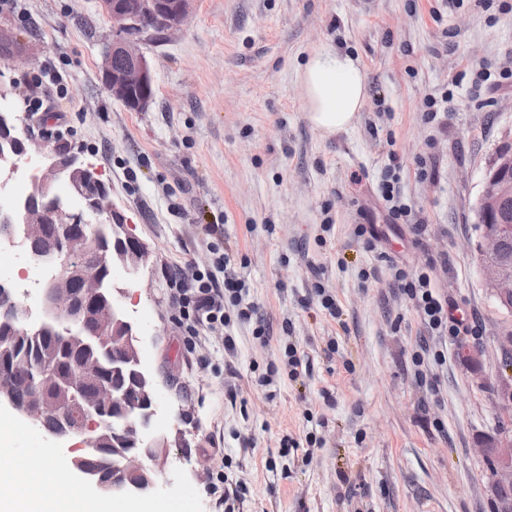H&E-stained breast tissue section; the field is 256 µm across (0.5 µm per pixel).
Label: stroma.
Instances as JSON below:
<instances>
[{
	"instance_id": "1",
	"label": "stroma",
	"mask_w": 512,
	"mask_h": 512,
	"mask_svg": "<svg viewBox=\"0 0 512 512\" xmlns=\"http://www.w3.org/2000/svg\"><path fill=\"white\" fill-rule=\"evenodd\" d=\"M111 39L97 0H13L0 10V108L27 129L36 99L61 115L50 142L100 171L149 251L135 275L111 278L155 379L150 431L169 442L156 497L222 512L228 467L245 490L240 512H497L481 448L512 430L500 412L512 366L499 348L512 313L485 284L475 205L512 141V0H196L181 30L139 45L154 74L141 112L104 87ZM325 44L358 56L368 86L354 125L332 135L310 124L298 79ZM46 68L61 84L34 85ZM482 71L489 80L477 81ZM430 99L445 116L425 119ZM396 165L423 231L386 221L378 185ZM370 219L383 234L372 249L354 234ZM220 251L256 307L235 325L232 354L223 329L183 336L162 274L193 281ZM396 261L433 265L479 335H429L394 285ZM318 284L340 317L322 308ZM287 340L299 376L261 386ZM423 343L446 361L422 384L412 357ZM0 432V488L94 512L100 495L70 468V444L36 426L2 421ZM286 435L297 447H282ZM51 446L63 465L44 487Z\"/></svg>"
}]
</instances>
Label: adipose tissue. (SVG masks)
<instances>
[{
  "instance_id": "obj_1",
  "label": "adipose tissue",
  "mask_w": 512,
  "mask_h": 512,
  "mask_svg": "<svg viewBox=\"0 0 512 512\" xmlns=\"http://www.w3.org/2000/svg\"><path fill=\"white\" fill-rule=\"evenodd\" d=\"M300 84L309 121L326 135L351 128L368 98L358 58L329 44L309 57Z\"/></svg>"
}]
</instances>
